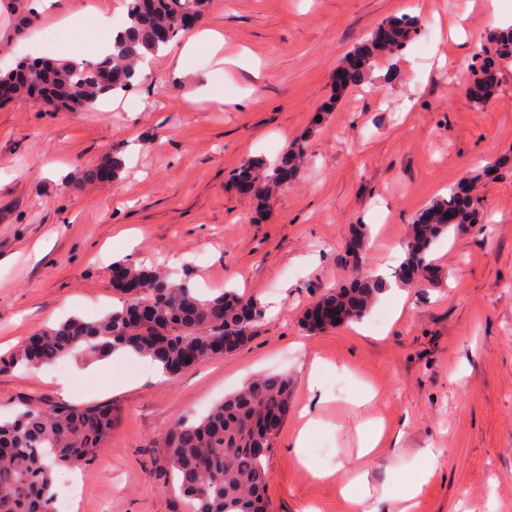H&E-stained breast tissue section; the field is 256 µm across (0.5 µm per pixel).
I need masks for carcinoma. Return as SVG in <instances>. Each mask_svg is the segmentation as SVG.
Here are the masks:
<instances>
[{"mask_svg": "<svg viewBox=\"0 0 512 512\" xmlns=\"http://www.w3.org/2000/svg\"><path fill=\"white\" fill-rule=\"evenodd\" d=\"M15 17L14 34L23 35L35 23L29 0H0ZM210 0H154L148 12L140 0H128L127 26L113 42L112 53L95 62L35 63L27 67L30 88L18 94L51 109L93 110L116 89L129 87L133 70L146 56L157 55L179 32L187 29L181 18L197 19ZM420 30L418 20L395 17L383 20L363 43L349 52L341 69L348 83L360 84L378 59L393 57ZM304 144L287 149L274 165L249 160L235 175L236 185L264 198L286 184L300 168ZM476 198L452 188L448 196L429 204L412 225L403 250L406 258L395 271L398 280L411 284L431 272L427 257L433 245L456 224L477 221ZM125 278L139 285L130 296L120 281L113 282L121 305L96 320L71 317L28 336L8 359L4 369L52 364L66 357L97 360L118 349L152 357L167 372L224 356L223 336L232 333L248 341L265 318L264 306L234 291L203 296L189 276L175 282L155 270L136 269L123 262ZM384 289L381 281L341 288L316 306L333 314L328 322H311L305 312L302 326L317 332L363 318ZM294 383L284 375H264L245 384L207 415L177 422L162 439L165 461L175 479L186 512H268L267 488L272 439L255 419L271 415L282 419ZM117 418L112 405H73L50 401L24 405L0 421V512H54V478L73 464L94 461Z\"/></svg>", "mask_w": 512, "mask_h": 512, "instance_id": "cac0c4a2", "label": "carcinoma"}]
</instances>
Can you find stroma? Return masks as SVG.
Masks as SVG:
<instances>
[{"label":"stroma","instance_id":"obj_1","mask_svg":"<svg viewBox=\"0 0 512 512\" xmlns=\"http://www.w3.org/2000/svg\"><path fill=\"white\" fill-rule=\"evenodd\" d=\"M109 5L127 2L51 0L0 60L55 58L74 32L98 46L93 11ZM403 14L426 26L427 48L380 60L363 85L335 98L344 54ZM495 23L512 25V0H212L194 29L223 35L225 65L204 45L179 60L181 33L153 58L147 81L115 91L103 108L0 107V357L42 326L118 305L119 260L278 310L239 349L160 381L152 364L131 358L92 373L70 360L0 370L1 416L59 398L117 414L97 459L57 474V498L75 478L73 512H183L162 437L255 376L280 373L296 386L270 457L276 512H397L403 478L427 448L445 464L414 512H512V61L499 68L492 103L466 95ZM301 138V171L269 200L238 190L234 170L274 162ZM115 156L118 178L91 181ZM463 179L483 222L439 240L431 279L397 284L395 246ZM358 224L368 240L352 264ZM355 277L387 284L371 311L303 330L321 294ZM317 358L325 368L314 393ZM366 385L375 397L361 406ZM307 416L317 425L299 456L290 444ZM367 420L383 424L372 459L360 456L356 431ZM339 465L367 471L364 502L317 478Z\"/></svg>","mask_w":512,"mask_h":512}]
</instances>
